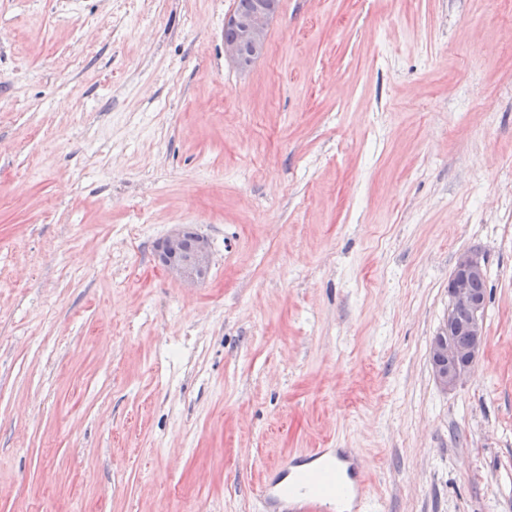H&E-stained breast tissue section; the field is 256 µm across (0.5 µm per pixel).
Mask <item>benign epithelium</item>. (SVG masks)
Segmentation results:
<instances>
[{
	"mask_svg": "<svg viewBox=\"0 0 512 512\" xmlns=\"http://www.w3.org/2000/svg\"><path fill=\"white\" fill-rule=\"evenodd\" d=\"M281 0H257L248 14L232 12L225 24L237 30L236 39L224 43V54L242 67L265 54L267 33L277 17ZM209 240L199 235L186 244L181 229L172 230L157 247V260L174 279L186 286L205 280L210 267ZM486 274L484 256L476 250L461 252L450 275L452 292L449 297L448 318L430 345V363L434 379L444 390L455 389L471 372L484 346L485 297L472 288L474 281ZM466 313L457 321L456 312ZM468 337L466 345L457 336Z\"/></svg>",
	"mask_w": 512,
	"mask_h": 512,
	"instance_id": "7a95c632",
	"label": "benign epithelium"
}]
</instances>
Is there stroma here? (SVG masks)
<instances>
[{"label": "stroma", "instance_id": "obj_1", "mask_svg": "<svg viewBox=\"0 0 512 512\" xmlns=\"http://www.w3.org/2000/svg\"><path fill=\"white\" fill-rule=\"evenodd\" d=\"M235 6L0 0V512H259L314 448L366 512H512V0H282L245 69ZM185 235L191 239L197 233L185 230ZM210 258L211 246L205 236L197 235L195 240L187 245L183 231L179 228L172 230L157 247L159 264L170 276L186 286H194L205 280ZM485 274V259L480 252L465 250L458 255L450 275L451 295L450 280H448V297L450 296L448 318L430 345V363L434 379L444 391L455 389L470 374L483 350L485 318V297L483 296H485L486 278H481ZM472 284L477 292L472 288ZM457 311L466 313V319L463 322L457 321L455 314ZM457 317L463 319L465 315L463 312H457ZM456 336L460 342H464L468 336L466 345L461 346ZM313 456L315 458L312 461H318V466L335 475L337 481L346 476L352 482V491L356 498L353 510H356L357 506L366 498L367 491L365 480L354 459L333 452V448H317Z\"/></svg>", "mask_w": 512, "mask_h": 512}]
</instances>
